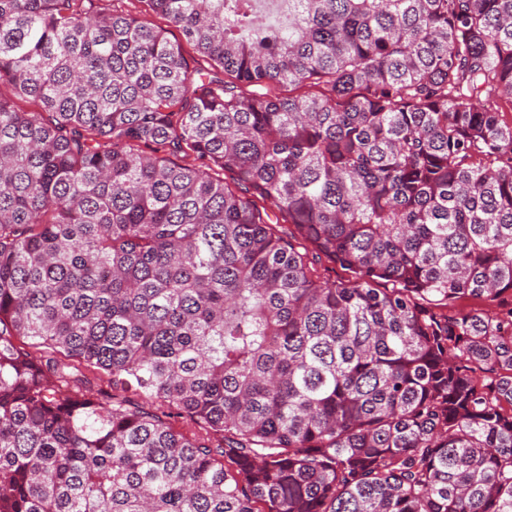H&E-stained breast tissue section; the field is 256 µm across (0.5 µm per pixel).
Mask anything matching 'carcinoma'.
Segmentation results:
<instances>
[{
  "label": "carcinoma",
  "instance_id": "1",
  "mask_svg": "<svg viewBox=\"0 0 512 512\" xmlns=\"http://www.w3.org/2000/svg\"><path fill=\"white\" fill-rule=\"evenodd\" d=\"M93 2L0 0V512H512V0Z\"/></svg>",
  "mask_w": 512,
  "mask_h": 512
}]
</instances>
